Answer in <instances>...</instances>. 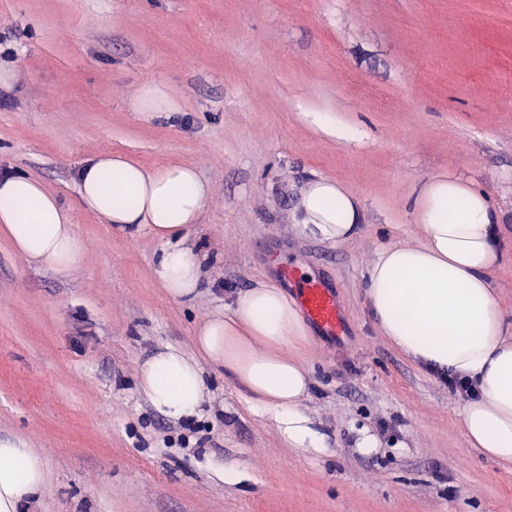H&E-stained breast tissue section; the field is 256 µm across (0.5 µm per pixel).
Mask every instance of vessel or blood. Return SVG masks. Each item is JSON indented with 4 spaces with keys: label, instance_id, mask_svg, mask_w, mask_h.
<instances>
[{
    "label": "vessel or blood",
    "instance_id": "vessel-or-blood-1",
    "mask_svg": "<svg viewBox=\"0 0 512 512\" xmlns=\"http://www.w3.org/2000/svg\"><path fill=\"white\" fill-rule=\"evenodd\" d=\"M283 276L305 317L324 335H341L343 322L331 287L321 280L303 277L288 264L283 267Z\"/></svg>",
    "mask_w": 512,
    "mask_h": 512
}]
</instances>
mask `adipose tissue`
<instances>
[{
	"instance_id": "adipose-tissue-1",
	"label": "adipose tissue",
	"mask_w": 512,
	"mask_h": 512,
	"mask_svg": "<svg viewBox=\"0 0 512 512\" xmlns=\"http://www.w3.org/2000/svg\"><path fill=\"white\" fill-rule=\"evenodd\" d=\"M209 196L194 166L148 169L104 152L81 167L76 206L105 224L147 228L162 244L154 268L159 287L185 302L201 288L203 267L178 238L199 222ZM71 208L36 178L0 175V237L31 265L61 276L84 259ZM415 208L423 238L380 250L367 270L368 307L382 335L405 357L476 385L478 396L465 402L460 428L470 450L510 468L512 321L492 285L502 259V213L485 192L457 178L426 183ZM293 212L303 230L336 243L354 236L361 219L356 199L323 178L308 185ZM305 338L287 295L261 283L229 312L198 324L194 354L167 346L143 361L138 385L166 418L199 416L206 392L200 363L209 361L252 407L270 414L290 447L319 453L323 435L302 408L311 372L292 352ZM45 479L42 459L24 441L0 439V512H26Z\"/></svg>"
}]
</instances>
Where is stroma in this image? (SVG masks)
<instances>
[{"label": "stroma", "instance_id": "stroma-1", "mask_svg": "<svg viewBox=\"0 0 512 512\" xmlns=\"http://www.w3.org/2000/svg\"><path fill=\"white\" fill-rule=\"evenodd\" d=\"M0 43L18 73L0 90V173L71 205L85 249L62 277L0 240V436L47 470L28 512H512V472L457 427L463 398L388 343L365 299L377 253L422 237L419 187L462 176L502 211L493 282L512 319V0H0ZM148 83L178 111H136ZM103 152L209 185L182 236L203 261L193 302L158 287L147 229L77 207L76 174ZM320 178L359 203L346 241L292 221ZM284 258L335 288L346 323L308 326L298 350L323 452L288 447L209 364L198 418L156 411L141 362L193 352L202 319L283 285Z\"/></svg>", "mask_w": 512, "mask_h": 512}]
</instances>
